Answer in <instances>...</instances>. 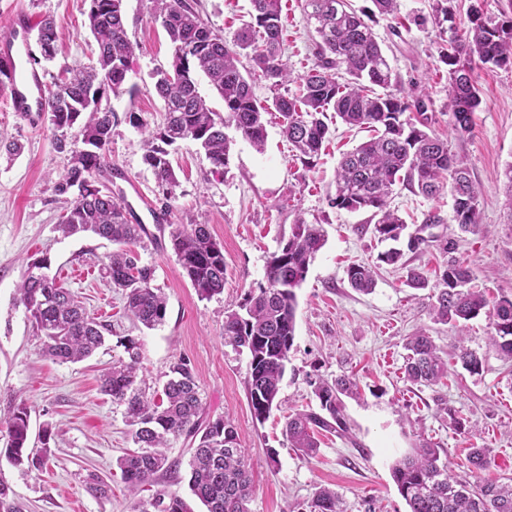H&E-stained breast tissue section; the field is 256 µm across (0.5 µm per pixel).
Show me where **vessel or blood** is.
<instances>
[{"mask_svg": "<svg viewBox=\"0 0 512 512\" xmlns=\"http://www.w3.org/2000/svg\"><path fill=\"white\" fill-rule=\"evenodd\" d=\"M38 46L37 21L16 11L8 38L0 40V56L11 65V109L28 117L42 112L46 100L45 72L33 62Z\"/></svg>", "mask_w": 512, "mask_h": 512, "instance_id": "obj_1", "label": "vessel or blood"}]
</instances>
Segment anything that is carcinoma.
Wrapping results in <instances>:
<instances>
[{
    "label": "carcinoma",
    "mask_w": 512,
    "mask_h": 512,
    "mask_svg": "<svg viewBox=\"0 0 512 512\" xmlns=\"http://www.w3.org/2000/svg\"><path fill=\"white\" fill-rule=\"evenodd\" d=\"M156 12L173 48L172 68L156 72L155 89L164 100L166 113L161 127L145 140L144 163L158 183L173 187L175 172L170 147L191 140L203 149L213 171L227 168L232 129L256 150L263 149V115L276 112L282 133L302 163L309 167L319 155L329 134L326 113L349 127L365 128L373 136L346 153L336 170V191L331 204L350 212L369 211L375 218L372 233L380 241H398L408 224L388 205L394 187L401 185L425 198H435L449 188L452 220L463 232L478 226L480 191L464 161L451 152L448 139L431 129L429 93L403 94L398 75L391 67L371 25L351 8L348 0H304L313 21L315 66L299 78L298 92L260 101L252 90L258 80L278 88L291 79L283 59L281 0H251L249 21L243 24L229 47L215 34L189 0H155ZM455 0H433L432 20L438 26L454 19ZM468 26L451 24L447 44L439 56L448 66L449 126L459 137L471 132L472 116L480 105L475 71L489 65L512 66V0L500 17L486 15L484 0H468ZM89 29L98 46L97 64L69 70L66 88L47 98L43 112L56 130L79 126L83 148L71 151L67 167L55 182L66 215L59 230L65 236L90 231L116 245L104 265L112 288L121 292L126 314L147 329L161 325L166 317V299L153 287V269L139 263L128 245L147 231L133 224L125 206L92 184L95 174L112 164L109 145L115 113L102 106L108 92H117L133 63L122 0H88ZM58 35L50 20L41 21V55L51 60L57 52ZM112 74V85L101 82ZM205 76L224 101V113L208 107L199 90ZM177 259L198 295L211 299L224 292V248L211 235L208 225L191 224L171 231ZM324 235L316 224L298 220L291 235L266 266L265 284L249 293L240 310L224 316V339L247 350V392L251 412L266 420L278 407L280 385L286 372L296 331V289L305 281L311 258L323 247ZM456 243L446 240L441 250L448 254L436 284L431 311L434 320L459 325L482 312L492 321L490 344L500 359L512 362V298L494 302L471 288L472 270L450 256ZM46 260L28 265L17 288L36 333L44 337L43 352L60 363H76L93 355L112 333L111 325L90 316L77 297L56 277L45 273ZM350 286L363 293L375 287L370 265L347 270ZM128 359L112 362L102 374L100 391L124 414L140 451L117 459L122 479L135 496L133 512H151L150 502L166 504L160 512H192L180 496L158 493L152 500L137 497L143 488L163 474L177 473L179 460L168 458L173 440L191 443L188 488L204 506V512H248L253 491L249 464L238 433L227 415L209 417L196 376L189 363L179 359L169 366L162 392L149 396L146 382L138 378L141 344L132 336L119 337ZM410 351L405 368L415 384L435 385L448 377V360L432 337L418 333L407 339ZM462 366L477 374L482 359L465 346L457 354ZM352 380L319 382L314 394L319 411H298L285 418L283 435L290 447L306 456L316 454L317 434H346L343 395H351ZM6 429V454L23 470H40L52 456V431L42 429V447L29 448L30 409L20 403L0 417ZM392 477L409 506V512H512V482H472L452 474L450 462L440 451L422 445L398 459ZM307 512H345L336 492H316Z\"/></svg>",
    "instance_id": "obj_1"
}]
</instances>
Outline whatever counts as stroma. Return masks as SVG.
Returning <instances> with one entry per match:
<instances>
[{
  "label": "stroma",
  "instance_id": "stroma-1",
  "mask_svg": "<svg viewBox=\"0 0 512 512\" xmlns=\"http://www.w3.org/2000/svg\"><path fill=\"white\" fill-rule=\"evenodd\" d=\"M356 11L371 12V0H350ZM285 56L295 77L312 67L316 34L303 0H282ZM251 8L250 0H198L204 21L226 42H233ZM25 10L35 20L52 19L58 51L43 62L48 90H55L66 69L96 61V42L88 28L84 0H0V39L9 34L8 18ZM125 26L134 48L133 65L119 93L108 103L118 120L112 127V166L95 175L97 186L121 194L128 182L144 189L150 205L166 211L175 224H208L224 248V292L209 300L198 296L170 243H138L142 264L154 269L155 287L167 300L165 321L155 329L134 328L123 315V299L102 275L113 246L93 234L70 237L58 231L62 204L54 191L68 163L59 152V133L40 117L23 119L0 94V134L20 146L0 152V411L26 402L31 428L50 424L55 437L53 457L40 471L23 472L0 454V482L13 494L16 512H131L133 499L121 480L116 460L134 449L131 428L121 407L101 394L99 376L122 357L121 336L142 344L141 372L162 385L169 365L185 358L193 368L206 411L229 414L254 477L249 512H304L313 494L329 488L346 512H408L392 478L391 467L416 445L437 444L456 473L467 470L469 449H487L482 480L512 477V372L491 347L493 332L487 314L467 324L466 345L483 359L472 374L456 357L455 327L430 315L432 288H412L406 272L380 263L387 243L369 230L370 213L332 207L336 168L343 155L370 137L367 130L342 122L330 125V136L312 166L295 156L284 138L278 116L268 118L266 144L256 151L243 139L232 147L223 173L211 169L203 150L181 142L170 159L177 176L172 191L161 187L144 163L149 130L162 124L164 104L154 87L157 69L170 67L173 50L156 19L153 0H123ZM430 0H397L393 15L372 14L371 25L397 73L404 93L426 90L436 118L434 129L448 135L451 149L465 159L481 194L480 225L461 232L452 219L449 193L427 199L396 187L390 206L410 229H424L436 243L407 254L410 265L435 273L446 261L438 243L457 241L456 255L473 272L472 288L488 299L512 298V223L507 220L503 172L512 163V67L478 70L481 103L473 114L470 134L452 135L448 125L446 66L439 58L441 33L429 22ZM140 126L129 123V115ZM437 217L426 225L428 217ZM322 225L324 246L312 259L297 291L296 332L281 384L279 409L263 422L249 407V357L224 338V314L238 308L262 283L265 268L297 220ZM48 258L50 271L71 289L90 315L110 322L115 335L92 357L58 363L41 354L16 288L29 261ZM377 268L372 293L350 287L353 264ZM423 331L448 357V378L438 385H416L403 372L409 336ZM356 380L359 393L345 398L346 436L324 434L315 456L290 448L282 435L288 412L316 408L314 384L339 377ZM465 423L455 430L448 414ZM276 458H269V450ZM112 487L106 498L91 496L89 475Z\"/></svg>",
  "mask_w": 512,
  "mask_h": 512
}]
</instances>
